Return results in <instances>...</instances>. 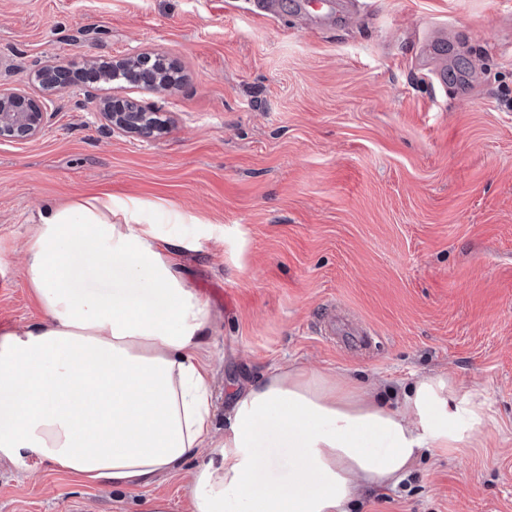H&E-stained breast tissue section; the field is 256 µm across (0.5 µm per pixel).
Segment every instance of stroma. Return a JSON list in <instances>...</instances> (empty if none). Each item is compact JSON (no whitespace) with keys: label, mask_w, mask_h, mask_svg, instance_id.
Wrapping results in <instances>:
<instances>
[{"label":"stroma","mask_w":512,"mask_h":512,"mask_svg":"<svg viewBox=\"0 0 512 512\" xmlns=\"http://www.w3.org/2000/svg\"><path fill=\"white\" fill-rule=\"evenodd\" d=\"M300 25L255 0H0V82L147 53L166 93L51 90L44 134L0 140V331L42 312L25 273L38 209L109 193L188 217L181 276L210 307L197 358L216 429L244 381L293 363L380 387L446 373L485 400L477 440L429 453L356 512H512V0H352ZM445 33L447 84L424 42ZM160 112L150 139L96 100ZM364 331L356 348L350 331ZM190 463L135 488L0 460V512H190Z\"/></svg>","instance_id":"stroma-1"}]
</instances>
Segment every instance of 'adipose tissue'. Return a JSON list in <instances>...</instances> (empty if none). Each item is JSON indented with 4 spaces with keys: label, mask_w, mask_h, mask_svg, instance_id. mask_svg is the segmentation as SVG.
<instances>
[{
    "label": "adipose tissue",
    "mask_w": 512,
    "mask_h": 512,
    "mask_svg": "<svg viewBox=\"0 0 512 512\" xmlns=\"http://www.w3.org/2000/svg\"><path fill=\"white\" fill-rule=\"evenodd\" d=\"M101 194L37 212L26 276L40 322L0 333V459L131 487L192 464V512H353L433 450L476 438L485 403L447 374L401 393L291 365L247 381L216 437L196 358L210 311L174 257L195 247ZM122 279L112 292L85 279Z\"/></svg>",
    "instance_id": "1"
}]
</instances>
